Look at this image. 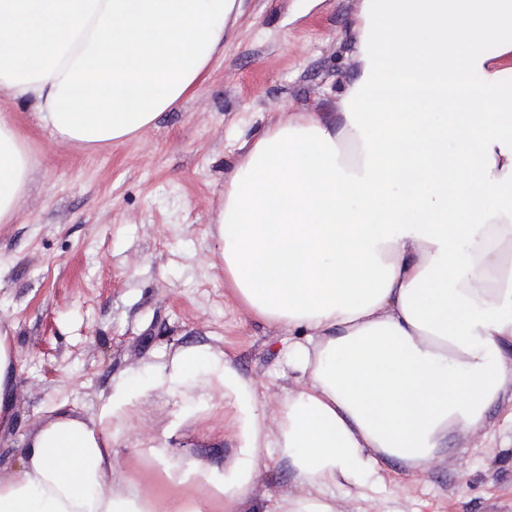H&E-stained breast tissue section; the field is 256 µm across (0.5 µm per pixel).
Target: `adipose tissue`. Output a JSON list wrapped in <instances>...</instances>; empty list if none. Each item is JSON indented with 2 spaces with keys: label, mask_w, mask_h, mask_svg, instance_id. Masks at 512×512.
<instances>
[{
  "label": "adipose tissue",
  "mask_w": 512,
  "mask_h": 512,
  "mask_svg": "<svg viewBox=\"0 0 512 512\" xmlns=\"http://www.w3.org/2000/svg\"><path fill=\"white\" fill-rule=\"evenodd\" d=\"M242 0H0V101L39 127L112 147L192 98ZM357 76L341 120L296 112L244 140L213 223L236 305L288 331L296 372L276 407L227 352L177 350L143 384H112L98 414L50 418L0 477V512H251L255 481L293 475L272 512H339L386 459L425 470L452 433L485 426L512 390V0H361ZM35 165L0 114V224ZM224 400L237 443L218 469L147 476L118 453L149 391Z\"/></svg>",
  "instance_id": "adipose-tissue-1"
}]
</instances>
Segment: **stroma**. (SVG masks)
Returning a JSON list of instances; mask_svg holds the SVG:
<instances>
[{
  "mask_svg": "<svg viewBox=\"0 0 512 512\" xmlns=\"http://www.w3.org/2000/svg\"><path fill=\"white\" fill-rule=\"evenodd\" d=\"M360 0H243L200 91L137 137L90 150L54 140L30 107L0 103L38 161L13 223L0 224V324L13 328V413L0 429V475L59 408L97 414L114 379L147 376L182 347L228 351L269 384L288 366L280 332L253 321L212 264L209 229L245 139L295 112L335 118L356 75L350 35ZM153 391L125 424L120 456L145 471L141 441L169 439L175 460L220 468L235 454L224 425ZM501 401L483 432L451 434L425 470L389 460L385 483L342 512H512V431Z\"/></svg>",
  "mask_w": 512,
  "mask_h": 512,
  "instance_id": "stroma-1",
  "label": "stroma"
}]
</instances>
